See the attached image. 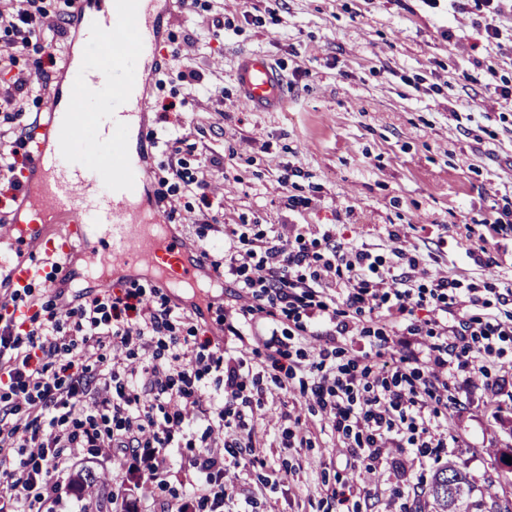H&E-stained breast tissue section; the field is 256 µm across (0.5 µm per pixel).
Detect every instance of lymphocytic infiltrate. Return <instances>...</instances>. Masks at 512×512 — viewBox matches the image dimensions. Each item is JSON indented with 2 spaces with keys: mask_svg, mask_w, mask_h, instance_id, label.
Returning a JSON list of instances; mask_svg holds the SVG:
<instances>
[{
  "mask_svg": "<svg viewBox=\"0 0 512 512\" xmlns=\"http://www.w3.org/2000/svg\"><path fill=\"white\" fill-rule=\"evenodd\" d=\"M75 0H0V209L17 198L31 160L39 112L69 44ZM181 138L163 141L168 217L183 193L212 207L224 160L204 155L194 171L179 160ZM400 271H382L366 249L249 225L212 222L198 246L224 272L236 303L217 305L219 336L198 337L199 310H179L158 287L138 282L62 299L12 291L0 312V512H42L61 499L79 457L115 459L113 512H224L238 495L237 471L263 466L259 384L288 396L297 381L309 422L279 429L281 447L304 448L331 433L338 449L382 479L394 448L420 458L449 446L448 385L458 372L488 376L506 359L512 313L474 315L456 328L450 305L488 300L461 281L430 273L391 232ZM331 333L391 345L340 362L296 339ZM429 338L419 349L420 338Z\"/></svg>",
  "mask_w": 512,
  "mask_h": 512,
  "instance_id": "f902f5d3",
  "label": "lymphocytic infiltrate"
}]
</instances>
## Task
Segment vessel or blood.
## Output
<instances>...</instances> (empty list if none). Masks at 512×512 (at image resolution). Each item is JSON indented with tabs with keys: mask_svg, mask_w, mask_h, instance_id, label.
Here are the masks:
<instances>
[{
	"mask_svg": "<svg viewBox=\"0 0 512 512\" xmlns=\"http://www.w3.org/2000/svg\"><path fill=\"white\" fill-rule=\"evenodd\" d=\"M114 3L112 12L99 14L90 0L75 2L85 55L78 66L64 59L46 104L48 120L37 130L14 218L19 235L12 254L0 257L8 287H27L38 276L28 252L60 255L64 275L70 254L92 237L100 251L85 269L89 280L144 266L165 287H186L198 282L205 265L200 251L189 250L162 215L142 204L148 173L125 148L128 130L147 128L146 87L161 66L156 50L174 0ZM235 76L245 108H286L285 78L266 55L240 53Z\"/></svg>",
	"mask_w": 512,
	"mask_h": 512,
	"instance_id": "1",
	"label": "vessel or blood"
}]
</instances>
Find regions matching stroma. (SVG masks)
I'll return each mask as SVG.
<instances>
[{
	"mask_svg": "<svg viewBox=\"0 0 512 512\" xmlns=\"http://www.w3.org/2000/svg\"><path fill=\"white\" fill-rule=\"evenodd\" d=\"M217 12L223 41L201 36L194 64L210 91L190 139L223 156L227 224L266 232L296 225L333 230L395 265L390 231L433 272L480 288L512 283V224L485 223L512 209V16L487 42L478 10L455 0H200ZM267 55L287 80L288 105L251 112L239 99V53ZM300 176L282 183L285 166ZM495 381L491 395L487 381ZM447 459L465 472L471 500L512 503V365L490 378L460 375L448 388ZM261 475H243L257 512H321L323 477L345 455L325 435L314 448L264 450Z\"/></svg>",
	"mask_w": 512,
	"mask_h": 512,
	"instance_id": "obj_1",
	"label": "stroma"
}]
</instances>
